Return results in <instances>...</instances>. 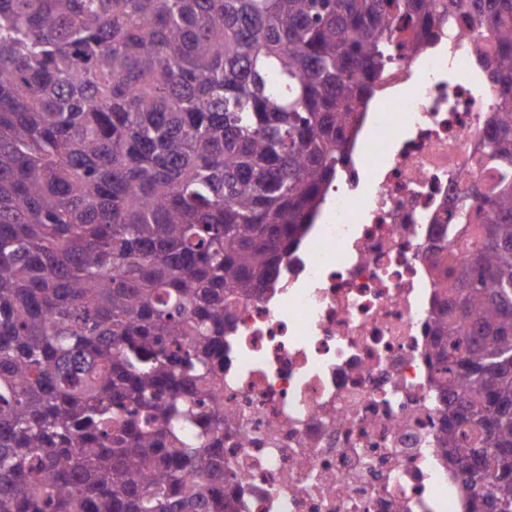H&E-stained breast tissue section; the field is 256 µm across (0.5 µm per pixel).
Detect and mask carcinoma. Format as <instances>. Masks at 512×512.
Here are the masks:
<instances>
[{"label": "carcinoma", "instance_id": "cac0c4a2", "mask_svg": "<svg viewBox=\"0 0 512 512\" xmlns=\"http://www.w3.org/2000/svg\"><path fill=\"white\" fill-rule=\"evenodd\" d=\"M442 444L512 512V0ZM462 0H0V512H229L232 299L274 284L395 55Z\"/></svg>", "mask_w": 512, "mask_h": 512}]
</instances>
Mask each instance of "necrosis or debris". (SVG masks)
<instances>
[{
  "instance_id": "1",
  "label": "necrosis or debris",
  "mask_w": 512,
  "mask_h": 512,
  "mask_svg": "<svg viewBox=\"0 0 512 512\" xmlns=\"http://www.w3.org/2000/svg\"><path fill=\"white\" fill-rule=\"evenodd\" d=\"M496 39L451 12L390 61L336 178L273 286L224 334V495L233 512H466L439 443L451 392L430 357L433 259L463 265V197L486 143Z\"/></svg>"
}]
</instances>
